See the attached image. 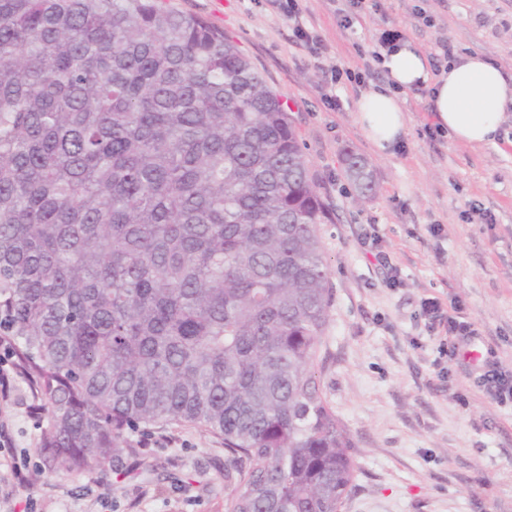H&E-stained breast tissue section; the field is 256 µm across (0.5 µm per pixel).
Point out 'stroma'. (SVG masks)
<instances>
[{
	"label": "stroma",
	"instance_id": "obj_1",
	"mask_svg": "<svg viewBox=\"0 0 512 512\" xmlns=\"http://www.w3.org/2000/svg\"><path fill=\"white\" fill-rule=\"evenodd\" d=\"M223 31L288 106L333 221L321 225L333 301L318 372L353 443L342 512H512V407L474 385L480 362L440 359L446 326L422 305L472 324L482 356L512 369V109L498 143L472 147L436 131L429 93L403 92L408 123L380 153L356 122L360 95L386 81L372 58L397 30L433 64L479 54L512 75V0H373L351 27L343 0H158ZM317 30L311 55L295 22ZM362 82L331 84L336 66ZM363 155L377 193L355 202L342 154ZM396 284H389L390 275ZM39 413L21 374L0 395V512H224V445L189 424L130 434L132 467L75 479L42 473Z\"/></svg>",
	"mask_w": 512,
	"mask_h": 512
}]
</instances>
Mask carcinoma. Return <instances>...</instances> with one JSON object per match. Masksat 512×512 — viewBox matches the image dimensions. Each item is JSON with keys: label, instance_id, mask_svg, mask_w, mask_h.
<instances>
[{"label": "carcinoma", "instance_id": "carcinoma-1", "mask_svg": "<svg viewBox=\"0 0 512 512\" xmlns=\"http://www.w3.org/2000/svg\"><path fill=\"white\" fill-rule=\"evenodd\" d=\"M329 222L290 113L221 32L153 0H0V333L46 473L188 423L224 440V512H340Z\"/></svg>", "mask_w": 512, "mask_h": 512}]
</instances>
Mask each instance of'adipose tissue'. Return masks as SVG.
Wrapping results in <instances>:
<instances>
[{
    "label": "adipose tissue",
    "instance_id": "adipose-tissue-1",
    "mask_svg": "<svg viewBox=\"0 0 512 512\" xmlns=\"http://www.w3.org/2000/svg\"><path fill=\"white\" fill-rule=\"evenodd\" d=\"M385 85L363 93L356 122L372 146L388 151L404 134L403 90L424 86L431 91L434 122L453 142L470 146L495 144L504 113L512 105V77L478 55H460L447 70L434 72L428 57L404 40L383 52Z\"/></svg>",
    "mask_w": 512,
    "mask_h": 512
}]
</instances>
